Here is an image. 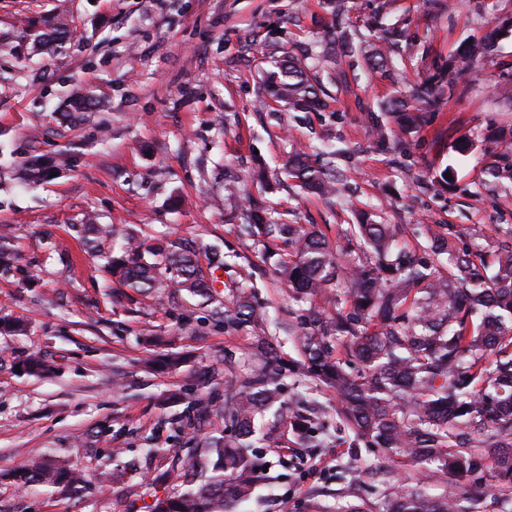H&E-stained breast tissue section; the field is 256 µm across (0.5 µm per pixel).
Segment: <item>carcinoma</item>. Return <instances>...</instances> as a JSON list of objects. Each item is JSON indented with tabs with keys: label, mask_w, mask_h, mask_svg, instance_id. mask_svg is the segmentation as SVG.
Returning <instances> with one entry per match:
<instances>
[{
	"label": "carcinoma",
	"mask_w": 512,
	"mask_h": 512,
	"mask_svg": "<svg viewBox=\"0 0 512 512\" xmlns=\"http://www.w3.org/2000/svg\"><path fill=\"white\" fill-rule=\"evenodd\" d=\"M346 12L343 0H326L322 32L328 58L336 65L355 52L341 29ZM386 18L382 3L361 43L376 36L390 45L400 30ZM69 33L59 20L39 43L53 54ZM461 56L475 75L502 65L492 34L466 42ZM322 92L318 71L289 54L261 78L257 106L265 107L270 99L296 112H320L327 107ZM441 98L435 87L420 84L412 99L393 98L384 111L409 130L418 125L421 112L439 107ZM69 106L61 117L70 123L93 111L77 87ZM343 154L336 148L312 156L295 153L284 173L306 190L332 196L346 178L334 164ZM16 175L36 184L47 171L30 160ZM79 230L91 235L87 242L104 267L128 287L149 293L166 286L205 303L215 299L214 273L223 267L218 253L205 271L189 243L162 249L134 236L120 239L112 225L95 218ZM238 232L264 247L281 239L292 248L279 274L288 283V295L301 304L297 325L288 326L301 354L298 374L336 393V416L354 440L390 458H404L442 489L438 497L427 498L410 485L415 473L382 462L376 471L387 476L392 489L382 508L361 498L336 503V512H464L461 502L472 485L490 493L493 505H512V240L501 242L494 273L486 279L480 272L483 255L459 246L450 224L429 226L421 234L418 250L433 255L430 262L396 246L397 224H350L343 229L345 244L333 247L317 231L272 224L254 210ZM6 242L0 234V273L9 275L15 259ZM215 314L224 315L227 327L266 332L271 324L242 292L225 298L224 309ZM255 355L265 359L264 368L241 373L234 360L226 361L224 430L204 442L207 461L187 460L172 469L170 476L186 484V491L155 498L147 512H235L271 482L265 466L269 454L284 449L281 427L300 439L322 432L324 422L306 414L303 398L285 399L283 374L269 368L276 355L273 337H256ZM21 365L28 373L52 372L39 355L27 356ZM13 479L21 488L42 483L71 494L88 482L79 468L43 460L18 470Z\"/></svg>",
	"instance_id": "carcinoma-1"
}]
</instances>
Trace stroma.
<instances>
[{
  "instance_id": "35a3bbf8",
  "label": "stroma",
  "mask_w": 512,
  "mask_h": 512,
  "mask_svg": "<svg viewBox=\"0 0 512 512\" xmlns=\"http://www.w3.org/2000/svg\"><path fill=\"white\" fill-rule=\"evenodd\" d=\"M61 11L70 38L54 56L33 53L34 35ZM323 14L322 0H0V147L55 172L32 187L0 182V228L10 231L16 265L0 275V512H145L153 497L179 493L167 468L206 455L181 420L199 379H213L206 428L223 430L224 356L254 348V330L224 327L194 299L164 288L144 295L110 276L75 230L85 215L120 236L188 241L204 267L219 249L218 295L245 289L283 326L299 310L274 272L289 248L272 242L261 259L237 229L246 209L332 244L363 220L401 225L409 247L426 225L451 224L490 262L512 238V180L483 172L490 161L512 163V105L501 92L512 76L473 77L458 56L465 41L512 22V0H392L390 20L408 44L391 64L359 62L326 83L323 111H257L270 61L319 57ZM451 64L457 86L444 108L426 111L419 131L375 141L369 118L381 104ZM76 85L100 107L64 126L57 110ZM466 135L475 147L458 153ZM327 140L352 151L336 160L347 183L331 200L281 171L289 153ZM229 175L238 209L224 205ZM13 323L24 334L10 332ZM164 351L182 353L181 366H144ZM31 353L52 373L18 371ZM307 395L333 415L334 393L313 386ZM288 446L271 469L275 481L238 512H327L351 498L339 472L372 468L379 455L334 415L320 447L293 437ZM40 456L83 469L89 483L74 495L18 487L14 471ZM112 469L117 480L97 481Z\"/></svg>"
}]
</instances>
